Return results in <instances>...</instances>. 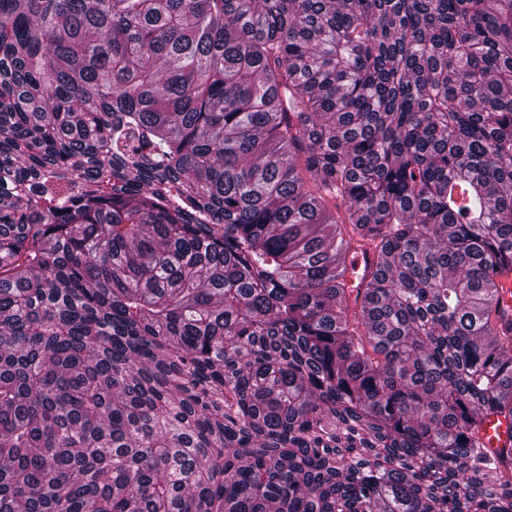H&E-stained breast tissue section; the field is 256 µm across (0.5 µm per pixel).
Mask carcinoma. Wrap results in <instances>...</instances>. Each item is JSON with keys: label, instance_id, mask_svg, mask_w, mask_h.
Masks as SVG:
<instances>
[{"label": "carcinoma", "instance_id": "1", "mask_svg": "<svg viewBox=\"0 0 512 512\" xmlns=\"http://www.w3.org/2000/svg\"><path fill=\"white\" fill-rule=\"evenodd\" d=\"M511 268L512 0H0V512H512ZM373 254L372 252L365 253L361 250H357L356 253L351 252L346 261V281L349 286L355 284L356 279L360 280L363 271H369L373 265ZM500 286H503L502 290H499L498 298L500 299L498 308V317L503 324H510L512 322V273L506 272L498 279ZM497 417L488 414L484 418L482 427V437L486 448H500L508 440L506 424H498Z\"/></svg>", "mask_w": 512, "mask_h": 512}]
</instances>
